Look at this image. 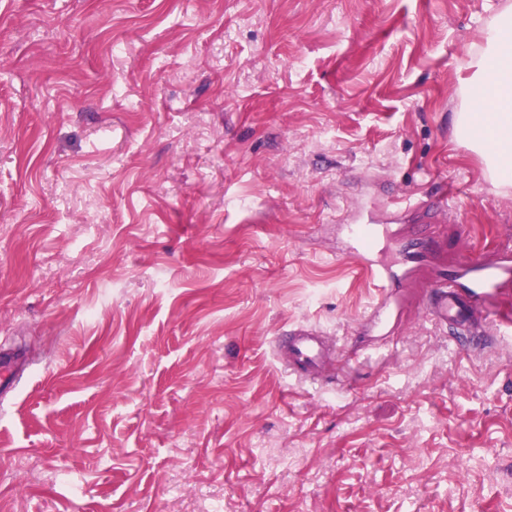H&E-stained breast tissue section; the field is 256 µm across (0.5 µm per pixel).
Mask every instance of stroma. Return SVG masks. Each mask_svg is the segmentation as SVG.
<instances>
[{
    "instance_id": "obj_1",
    "label": "stroma",
    "mask_w": 512,
    "mask_h": 512,
    "mask_svg": "<svg viewBox=\"0 0 512 512\" xmlns=\"http://www.w3.org/2000/svg\"><path fill=\"white\" fill-rule=\"evenodd\" d=\"M502 2L0 0V512H512V343L425 308L512 248L454 135ZM448 187L367 331L338 224ZM301 322L328 382L273 355Z\"/></svg>"
}]
</instances>
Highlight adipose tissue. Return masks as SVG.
I'll list each match as a JSON object with an SVG mask.
<instances>
[{"label":"adipose tissue","instance_id":"adipose-tissue-1","mask_svg":"<svg viewBox=\"0 0 512 512\" xmlns=\"http://www.w3.org/2000/svg\"><path fill=\"white\" fill-rule=\"evenodd\" d=\"M485 46L470 54L461 82L463 107L454 131L485 162L494 186H512V0L484 30Z\"/></svg>","mask_w":512,"mask_h":512}]
</instances>
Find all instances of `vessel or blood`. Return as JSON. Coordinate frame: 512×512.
Returning a JSON list of instances; mask_svg holds the SVG:
<instances>
[{"mask_svg": "<svg viewBox=\"0 0 512 512\" xmlns=\"http://www.w3.org/2000/svg\"><path fill=\"white\" fill-rule=\"evenodd\" d=\"M363 205H352V219L342 225L346 253L378 290L372 307L379 324H387L394 310L390 291L418 262L410 249H398L392 261H382L376 251L361 241L365 233L361 214ZM512 284V251L498 254L489 261L466 260L449 273H439L427 303V314L437 327L458 337L483 336L488 332L512 334V312L497 308L502 290ZM334 340L320 328L297 323L285 337L275 339L273 350L281 366L298 379L325 380L333 361Z\"/></svg>", "mask_w": 512, "mask_h": 512, "instance_id": "1", "label": "vessel or blood"}]
</instances>
